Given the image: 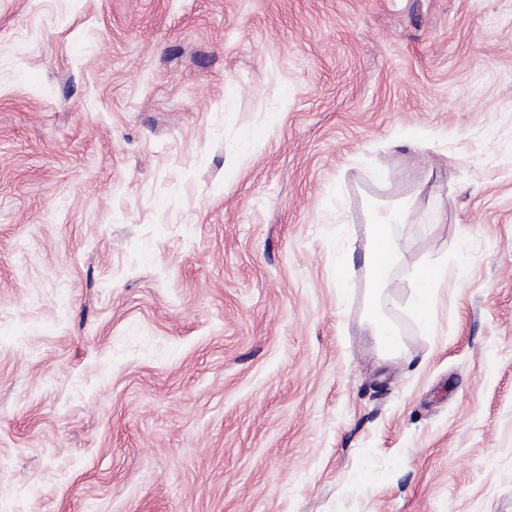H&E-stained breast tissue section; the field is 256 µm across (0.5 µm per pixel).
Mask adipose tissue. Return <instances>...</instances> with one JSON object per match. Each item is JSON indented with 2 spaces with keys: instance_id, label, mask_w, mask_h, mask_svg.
Returning a JSON list of instances; mask_svg holds the SVG:
<instances>
[{
  "instance_id": "adipose-tissue-1",
  "label": "adipose tissue",
  "mask_w": 512,
  "mask_h": 512,
  "mask_svg": "<svg viewBox=\"0 0 512 512\" xmlns=\"http://www.w3.org/2000/svg\"><path fill=\"white\" fill-rule=\"evenodd\" d=\"M412 203V198H405L398 207L390 211L389 215L373 219L368 229L371 248L366 265L373 285L368 319L373 326L381 352L388 357L399 355L401 347L399 332L387 315L393 303L387 288L391 274L401 258L396 241L388 228L407 218ZM447 276V265L439 262L425 264L415 274L413 313L423 327L432 329L436 326L435 292Z\"/></svg>"
}]
</instances>
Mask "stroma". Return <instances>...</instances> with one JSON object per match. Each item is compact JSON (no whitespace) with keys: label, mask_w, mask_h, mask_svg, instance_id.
Returning <instances> with one entry per match:
<instances>
[{"label":"stroma","mask_w":512,"mask_h":512,"mask_svg":"<svg viewBox=\"0 0 512 512\" xmlns=\"http://www.w3.org/2000/svg\"><path fill=\"white\" fill-rule=\"evenodd\" d=\"M0 512H512V0H0ZM416 198V194L409 195L387 216H380L370 220L369 237L371 248L366 259L368 276L373 284V296L368 308V319L373 326L381 352L387 357L400 354L401 341L399 331L386 315V311L394 303L391 295L385 291L395 266L401 255L395 239L388 232L390 223L399 224L408 217L409 207ZM448 277V265L439 262L425 264L415 273L413 313L423 327L433 330L436 326L435 292Z\"/></svg>","instance_id":"1"}]
</instances>
